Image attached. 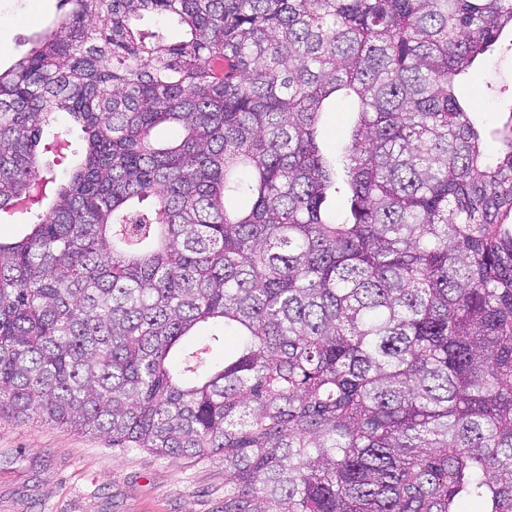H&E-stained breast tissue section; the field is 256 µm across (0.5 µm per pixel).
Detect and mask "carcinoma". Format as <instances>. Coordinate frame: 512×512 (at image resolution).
<instances>
[{"mask_svg": "<svg viewBox=\"0 0 512 512\" xmlns=\"http://www.w3.org/2000/svg\"><path fill=\"white\" fill-rule=\"evenodd\" d=\"M68 2L0 71V412L218 458L224 512H512V122L454 93L512 0ZM138 23L145 30H162L169 40H178L181 36V27L173 17L144 15ZM354 105L348 100L331 102L321 118V141L323 151L331 157L340 154Z\"/></svg>", "mask_w": 512, "mask_h": 512, "instance_id": "1", "label": "carcinoma"}]
</instances>
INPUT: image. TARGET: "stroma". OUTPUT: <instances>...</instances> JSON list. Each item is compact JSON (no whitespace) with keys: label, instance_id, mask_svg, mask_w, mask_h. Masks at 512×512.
Returning a JSON list of instances; mask_svg holds the SVG:
<instances>
[{"label":"stroma","instance_id":"stroma-1","mask_svg":"<svg viewBox=\"0 0 512 512\" xmlns=\"http://www.w3.org/2000/svg\"><path fill=\"white\" fill-rule=\"evenodd\" d=\"M68 7L62 0H0V66L27 53ZM489 154L512 117V31L456 81ZM354 105L330 103L321 118L324 152L338 156ZM0 512H224V464L163 458L103 436L0 415Z\"/></svg>","mask_w":512,"mask_h":512}]
</instances>
